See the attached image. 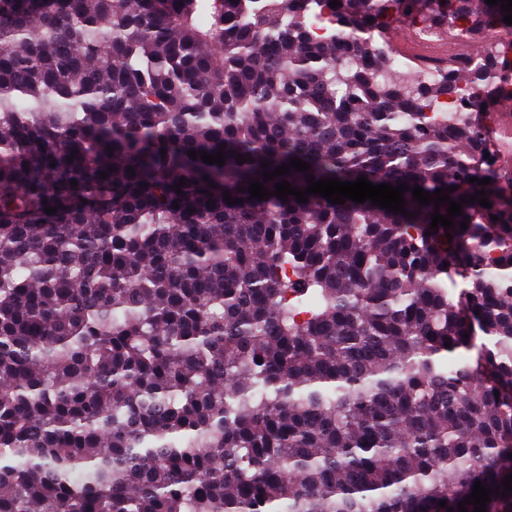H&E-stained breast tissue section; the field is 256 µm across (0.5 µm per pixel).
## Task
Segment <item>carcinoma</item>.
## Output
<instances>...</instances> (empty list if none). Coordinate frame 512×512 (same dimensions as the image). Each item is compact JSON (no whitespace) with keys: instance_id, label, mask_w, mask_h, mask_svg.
Listing matches in <instances>:
<instances>
[{"instance_id":"obj_1","label":"carcinoma","mask_w":512,"mask_h":512,"mask_svg":"<svg viewBox=\"0 0 512 512\" xmlns=\"http://www.w3.org/2000/svg\"><path fill=\"white\" fill-rule=\"evenodd\" d=\"M319 2L0 0V512H512V186L426 111L500 59L408 89L375 46L505 12L338 0L317 41ZM308 174L411 216L245 191ZM416 186L492 206L427 235Z\"/></svg>"}]
</instances>
